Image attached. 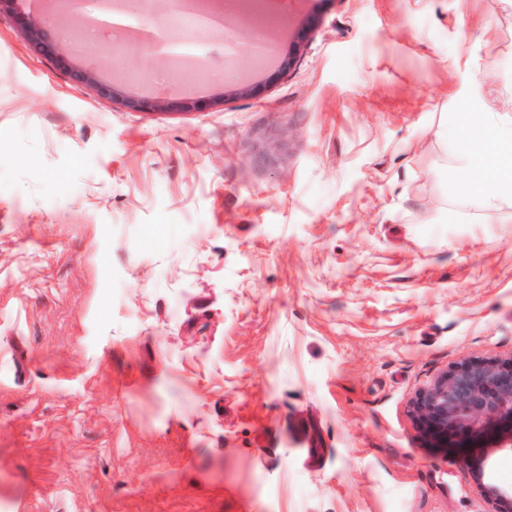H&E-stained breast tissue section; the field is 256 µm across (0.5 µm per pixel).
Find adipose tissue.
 I'll list each match as a JSON object with an SVG mask.
<instances>
[{"label": "adipose tissue", "instance_id": "adipose-tissue-1", "mask_svg": "<svg viewBox=\"0 0 512 512\" xmlns=\"http://www.w3.org/2000/svg\"><path fill=\"white\" fill-rule=\"evenodd\" d=\"M443 136L470 172L457 180L459 193L489 206L512 194V127L474 113L467 125L444 129Z\"/></svg>", "mask_w": 512, "mask_h": 512}]
</instances>
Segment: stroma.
Wrapping results in <instances>:
<instances>
[{
  "label": "stroma",
  "instance_id": "35a3bbf8",
  "mask_svg": "<svg viewBox=\"0 0 512 512\" xmlns=\"http://www.w3.org/2000/svg\"><path fill=\"white\" fill-rule=\"evenodd\" d=\"M284 74L134 112L0 11V512H493L416 394L512 361V197L441 131L512 125V0H282Z\"/></svg>",
  "mask_w": 512,
  "mask_h": 512
}]
</instances>
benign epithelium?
I'll return each instance as SVG.
<instances>
[{"label": "benign epithelium", "instance_id": "benign-epithelium-1", "mask_svg": "<svg viewBox=\"0 0 512 512\" xmlns=\"http://www.w3.org/2000/svg\"><path fill=\"white\" fill-rule=\"evenodd\" d=\"M277 0H141L135 11L127 10L126 0H53L56 18L41 14H23L18 22L33 51L67 66L71 77L93 86L103 97L113 98L120 92L114 78L107 75L110 53L102 50L93 66L70 63L77 56L72 45L61 35L56 19L77 21L87 30L106 25L104 17L128 16L120 27L125 46L138 54L166 44L165 32L154 26L163 12L177 9L199 20L209 17L220 6L221 25L230 29L234 42L225 45L224 58L238 65L243 58H255L259 52L251 40L255 21L275 13ZM128 108L137 112H154L169 102L151 95L126 99ZM412 416L421 432L438 448L448 447V433L470 441L493 432L506 433L504 449L512 452V361L500 364L488 360H468L439 376L420 391L412 404ZM472 478L495 508L512 503V488L492 482L483 464L473 468Z\"/></svg>", "mask_w": 512, "mask_h": 512}]
</instances>
